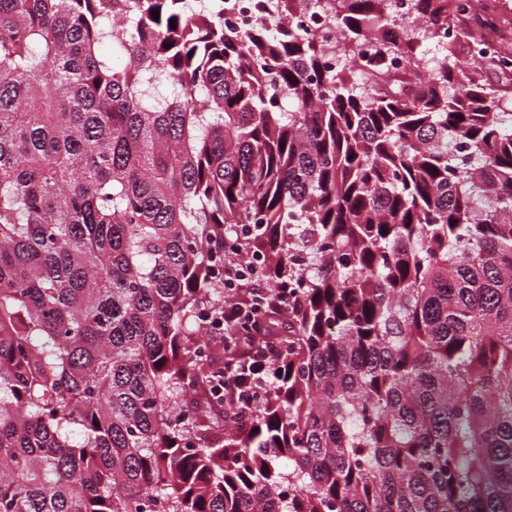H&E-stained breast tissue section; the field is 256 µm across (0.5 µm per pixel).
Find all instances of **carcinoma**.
Instances as JSON below:
<instances>
[{"label": "carcinoma", "instance_id": "carcinoma-1", "mask_svg": "<svg viewBox=\"0 0 512 512\" xmlns=\"http://www.w3.org/2000/svg\"><path fill=\"white\" fill-rule=\"evenodd\" d=\"M223 7L0 0V512H512V59L481 25L476 61L389 75L461 0L401 38L390 0H330L338 73ZM226 237L288 340L214 419Z\"/></svg>", "mask_w": 512, "mask_h": 512}]
</instances>
